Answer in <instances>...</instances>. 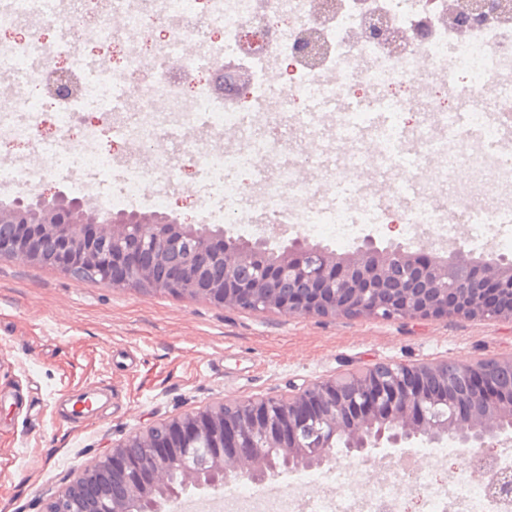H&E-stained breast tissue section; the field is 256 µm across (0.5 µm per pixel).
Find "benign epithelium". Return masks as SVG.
<instances>
[{"label":"benign epithelium","instance_id":"benign-epithelium-1","mask_svg":"<svg viewBox=\"0 0 512 512\" xmlns=\"http://www.w3.org/2000/svg\"><path fill=\"white\" fill-rule=\"evenodd\" d=\"M512 20L507 0H448V27L463 32L491 14ZM359 36L403 51L411 38L369 19ZM247 241L222 228L182 224L159 213L89 210L63 192L0 208V257L41 264L82 281L205 298L233 310L318 317L512 321V259H477L459 246L413 252L391 239L364 238L336 254L287 229ZM391 369L381 377L382 366ZM315 382L291 385L284 399L222 401L131 433L97 457L47 501L44 512H73L89 483L120 478L129 499L165 491L180 466L198 489L245 477L256 484L281 469L322 468L339 453L369 459L376 448L415 438L438 443L450 436L478 448V465L496 471L494 496L512 495V466L490 451L512 430V396L500 389L496 367L441 360L388 362ZM453 366L478 377L465 389L433 376ZM346 447H334L336 436ZM288 464L278 466L273 449Z\"/></svg>","mask_w":512,"mask_h":512}]
</instances>
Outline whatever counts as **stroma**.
Masks as SVG:
<instances>
[{"mask_svg":"<svg viewBox=\"0 0 512 512\" xmlns=\"http://www.w3.org/2000/svg\"><path fill=\"white\" fill-rule=\"evenodd\" d=\"M207 181L183 173L168 214L192 213ZM512 356V322L381 320L241 312L202 299L76 282L41 265L0 259V512H42L68 480L129 433L218 401L282 398L293 383L378 362ZM97 402L70 417L73 399ZM413 440L374 450L360 489L385 465L445 484L455 456Z\"/></svg>","mask_w":512,"mask_h":512,"instance_id":"obj_1","label":"stroma"}]
</instances>
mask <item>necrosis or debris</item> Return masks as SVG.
I'll list each match as a JSON object with an SVG mask.
<instances>
[{
  "instance_id": "1",
  "label": "necrosis or debris",
  "mask_w": 512,
  "mask_h": 512,
  "mask_svg": "<svg viewBox=\"0 0 512 512\" xmlns=\"http://www.w3.org/2000/svg\"><path fill=\"white\" fill-rule=\"evenodd\" d=\"M314 0H112L111 15L100 0H8L0 9V72L12 74L19 90L0 95V146L31 143L32 157L0 166V187L37 188L59 169L92 170L95 181L78 191L91 197L98 179L112 172V155L98 143L97 131L75 129L82 113L101 117L113 142L132 145L124 159L125 184L109 207L139 199L155 209L167 206L164 186L180 172L207 177L224 201L214 223H249L252 213L279 220L288 215L311 235L342 243L353 241L359 224L429 226L447 241L457 203L471 210L476 238L487 225L512 213V143L500 140L492 114L512 112V22L491 16L459 36L442 23L447 0H339L329 16H318ZM377 14L416 40L409 51L390 52L359 38L366 16ZM274 27L272 38L250 54L241 44L259 26ZM65 31L58 45L60 67L72 82L68 95L46 90L53 71L36 74L46 54L44 30ZM318 30L325 52L317 64H301L289 83L276 85L282 59L295 55L299 35ZM240 57L250 81L239 94L213 92L210 79L227 57ZM453 69H446L447 60ZM374 94L395 106L398 124L444 122L458 100L468 102L470 121L482 131V143L455 136L432 140L434 165L389 154L382 138L380 154L389 155L405 177L422 173L431 192L447 193L446 205L429 196L406 202L403 181L394 183L380 212L363 204L362 174L373 158L358 148L353 163L307 181L288 158V115L302 113L306 101L334 96ZM257 113L260 125L274 126L259 140L251 128L235 127L243 150L187 137L190 129L216 132L233 127L236 115ZM53 114L57 137L43 136L42 117ZM240 171L262 169L265 182L224 183L225 165ZM360 467L338 468L336 494L281 495L241 488L225 512H407L394 478L372 482L358 492ZM492 473L467 464L456 471L449 490L416 478L427 512H512V497L490 494Z\"/></svg>"
}]
</instances>
